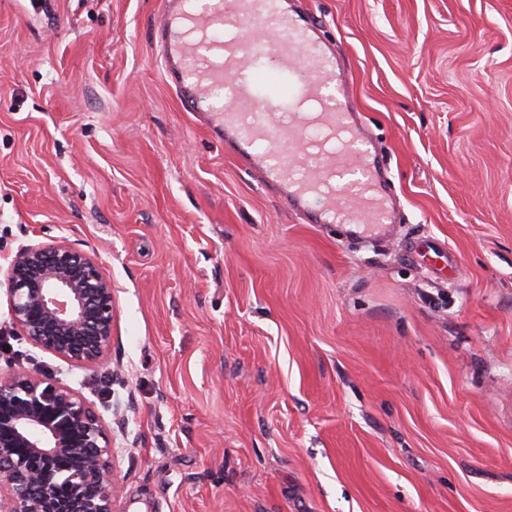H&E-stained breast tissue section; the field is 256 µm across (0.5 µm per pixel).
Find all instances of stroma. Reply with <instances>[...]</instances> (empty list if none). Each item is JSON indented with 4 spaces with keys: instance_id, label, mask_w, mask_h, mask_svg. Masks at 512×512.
Instances as JSON below:
<instances>
[{
    "instance_id": "35a3bbf8",
    "label": "stroma",
    "mask_w": 512,
    "mask_h": 512,
    "mask_svg": "<svg viewBox=\"0 0 512 512\" xmlns=\"http://www.w3.org/2000/svg\"><path fill=\"white\" fill-rule=\"evenodd\" d=\"M402 220L307 224L187 111L163 0H0V277L62 241L112 346L42 371L112 411L123 512H512V0H298ZM441 250L445 267L424 249Z\"/></svg>"
}]
</instances>
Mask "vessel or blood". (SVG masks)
<instances>
[{
	"mask_svg": "<svg viewBox=\"0 0 512 512\" xmlns=\"http://www.w3.org/2000/svg\"><path fill=\"white\" fill-rule=\"evenodd\" d=\"M256 22L273 30V42H252ZM152 37L187 110L208 102L218 87L235 99L232 109L211 108L212 136L236 146L266 180L283 187L289 206L304 212L318 201L317 224L344 220L379 231L392 223L351 103L331 92L343 81L311 25L283 0H212L204 12L188 0H165ZM252 54L269 67L244 68Z\"/></svg>",
	"mask_w": 512,
	"mask_h": 512,
	"instance_id": "b4317fda",
	"label": "vessel or blood"
}]
</instances>
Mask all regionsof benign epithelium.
Segmentation results:
<instances>
[{"mask_svg":"<svg viewBox=\"0 0 512 512\" xmlns=\"http://www.w3.org/2000/svg\"><path fill=\"white\" fill-rule=\"evenodd\" d=\"M13 326L32 346L82 367L112 345V282L88 253L21 247L3 282ZM112 425L77 390L37 373L0 374V512H123Z\"/></svg>","mask_w":512,"mask_h":512,"instance_id":"1","label":"benign epithelium"}]
</instances>
